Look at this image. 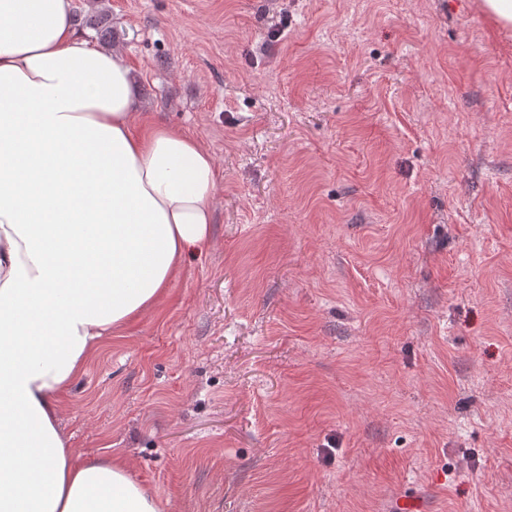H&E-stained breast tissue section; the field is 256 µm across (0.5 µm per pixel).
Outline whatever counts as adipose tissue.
<instances>
[{"label":"adipose tissue","instance_id":"adipose-tissue-1","mask_svg":"<svg viewBox=\"0 0 512 512\" xmlns=\"http://www.w3.org/2000/svg\"><path fill=\"white\" fill-rule=\"evenodd\" d=\"M137 119L73 0H0V512H161L124 460L70 448L56 402L210 245L207 147Z\"/></svg>","mask_w":512,"mask_h":512}]
</instances>
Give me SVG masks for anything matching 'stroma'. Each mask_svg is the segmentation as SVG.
Listing matches in <instances>:
<instances>
[{
  "label": "stroma",
  "mask_w": 512,
  "mask_h": 512,
  "mask_svg": "<svg viewBox=\"0 0 512 512\" xmlns=\"http://www.w3.org/2000/svg\"><path fill=\"white\" fill-rule=\"evenodd\" d=\"M213 246L58 397L162 512H512V28L481 0H74Z\"/></svg>",
  "instance_id": "1"
}]
</instances>
